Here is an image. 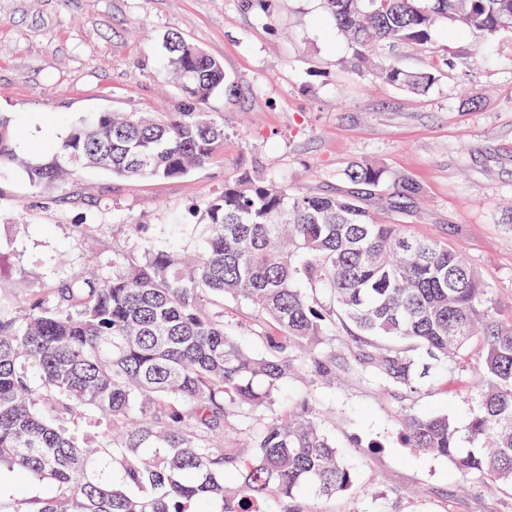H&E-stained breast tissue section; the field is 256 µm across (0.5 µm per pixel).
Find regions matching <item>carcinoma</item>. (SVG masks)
I'll list each match as a JSON object with an SVG mask.
<instances>
[{
  "mask_svg": "<svg viewBox=\"0 0 512 512\" xmlns=\"http://www.w3.org/2000/svg\"><path fill=\"white\" fill-rule=\"evenodd\" d=\"M323 2L358 67L381 47L428 43L441 22L483 43L512 31V0ZM166 51L178 111L75 123L39 157L17 152L16 119L0 113V171L18 166L32 186L55 189L77 166L135 182L210 164L224 126L206 106L228 89L224 65L177 34ZM381 75L414 93L437 79L391 61ZM343 179L332 193H294L244 170L196 208L194 257L182 256L183 225L173 224L168 244L112 255L110 275L75 272L24 300L0 294V474L24 471L52 488L44 498L0 499V512H213L215 502L219 512H314L311 502L353 483L319 411L253 422L241 448L224 438L275 404L297 362L336 377L343 365L318 346L338 317L361 351L357 367H343L410 389L448 377L479 337V401L467 427L422 413L403 420L402 438L462 475L512 484V322L497 319L479 272L447 243L375 219L371 200L404 209L419 196L413 180L374 161L348 165ZM212 296L240 299L274 324L261 335L267 355L224 331ZM91 416L112 427L81 441L72 428Z\"/></svg>",
  "mask_w": 512,
  "mask_h": 512,
  "instance_id": "obj_1",
  "label": "carcinoma"
}]
</instances>
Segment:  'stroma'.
<instances>
[{"instance_id": "35a3bbf8", "label": "stroma", "mask_w": 512, "mask_h": 512, "mask_svg": "<svg viewBox=\"0 0 512 512\" xmlns=\"http://www.w3.org/2000/svg\"><path fill=\"white\" fill-rule=\"evenodd\" d=\"M180 34L224 65L234 90L208 112L224 146L208 166L134 183L75 169L61 199L37 193L22 171L0 172V293L26 296L94 260L164 244L172 224L250 168L296 192L333 190L354 161L408 176L421 195L407 212L375 203L373 215L421 238L448 243L512 318V33L488 46L438 26L424 46L383 51L409 71L438 68L424 94L360 73L323 0H0V113L20 120L21 152L108 112H172L182 100L164 74V41ZM448 56L456 69L443 67ZM88 225L85 236L71 228ZM224 328L255 353L263 326L245 302L225 298ZM483 356L472 341L448 378L417 389L337 372H303L271 415L311 407L355 469L353 487L316 512H512V485L460 476L446 459L407 448L402 419L444 412L465 426L477 401Z\"/></svg>"}]
</instances>
